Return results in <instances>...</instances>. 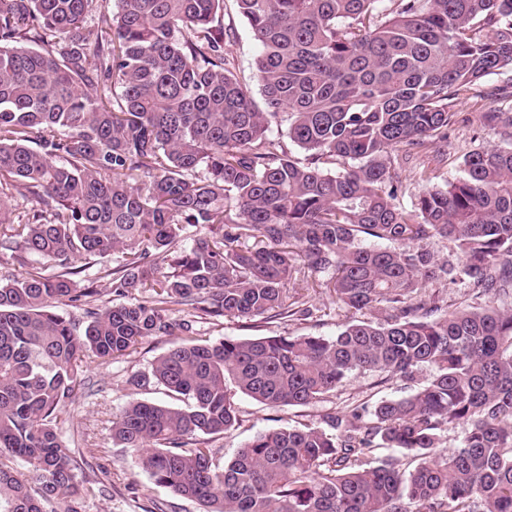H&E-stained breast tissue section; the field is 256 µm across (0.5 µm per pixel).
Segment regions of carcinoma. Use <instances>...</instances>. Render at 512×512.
Here are the masks:
<instances>
[{
	"mask_svg": "<svg viewBox=\"0 0 512 512\" xmlns=\"http://www.w3.org/2000/svg\"><path fill=\"white\" fill-rule=\"evenodd\" d=\"M231 2L260 46L258 99L232 71L225 0H106L94 27L96 0H0V250L55 268L0 277V512H81L59 423L82 363L163 336L183 342L129 384L170 401L127 403L112 439L202 512H512V309L493 303L512 290V149L469 154L409 211L387 162L447 140L460 96L512 70V0ZM483 120L512 137V116ZM15 194L40 209L15 220ZM188 226L207 232L187 243ZM111 253L119 304L77 280L75 261ZM316 275L384 318L195 338L199 319H302L289 287ZM448 279L487 303L448 309L429 294ZM422 366L427 383L369 422L346 408L275 428L224 463L210 447L239 424L238 393L307 406L356 372ZM377 440L414 466L372 459Z\"/></svg>",
	"mask_w": 512,
	"mask_h": 512,
	"instance_id": "obj_1",
	"label": "carcinoma"
}]
</instances>
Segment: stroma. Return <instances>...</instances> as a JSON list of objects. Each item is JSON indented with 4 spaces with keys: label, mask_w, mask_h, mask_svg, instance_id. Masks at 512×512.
<instances>
[{
    "label": "stroma",
    "mask_w": 512,
    "mask_h": 512,
    "mask_svg": "<svg viewBox=\"0 0 512 512\" xmlns=\"http://www.w3.org/2000/svg\"><path fill=\"white\" fill-rule=\"evenodd\" d=\"M230 24L235 29L229 50L236 71L248 83H255L258 44L243 19L231 16ZM511 80L510 71L484 77L479 83L481 96L458 103L447 141L427 148L409 160L395 159L400 177L398 202L402 208H411L427 185L443 186L461 178L464 157L483 148L488 141H496L503 147L512 145L510 138L492 137L482 123L483 113L491 110L512 115V99L494 93L497 86ZM305 298L310 313L301 321L259 320L247 325L228 318L217 324H198L197 329L202 339L208 341L278 334L333 336L348 321V313L337 304L329 289L306 291ZM173 344V338H156L142 344L129 356L108 363H84L86 383L76 390L67 406V421L60 433L64 446L78 461L79 479L92 482V489L83 500L82 512H201L196 502L155 485L135 455L112 440V422L127 402L164 401L162 390L153 387L136 391L131 389L128 379L134 373L150 370L155 359ZM431 375L432 370L428 367L416 370L411 377L387 381L380 380L374 373H356L327 401L306 407L272 409L240 394L236 397L239 426L214 437L212 446L217 458L227 461L258 433L284 425L319 427L324 415L347 406L356 408L367 420L381 399L407 396L424 385Z\"/></svg>",
    "instance_id": "1"
}]
</instances>
